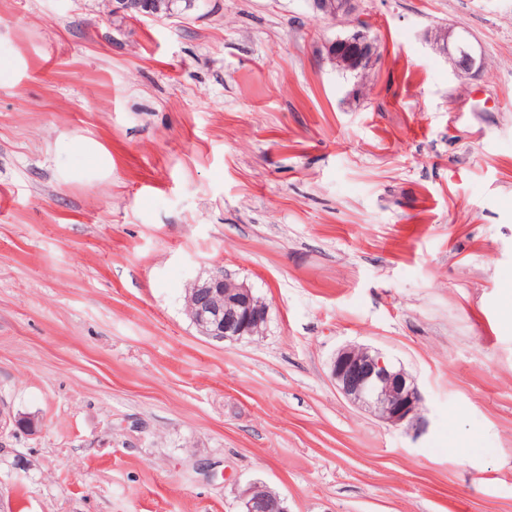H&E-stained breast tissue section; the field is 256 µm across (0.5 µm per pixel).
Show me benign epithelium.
I'll list each match as a JSON object with an SVG mask.
<instances>
[{
	"mask_svg": "<svg viewBox=\"0 0 512 512\" xmlns=\"http://www.w3.org/2000/svg\"><path fill=\"white\" fill-rule=\"evenodd\" d=\"M196 0H107L112 12L155 21L180 18ZM312 11L332 19L347 31L324 42L327 59L341 73L355 72L363 82L379 58V47L363 26L360 0H307ZM426 41L459 77L483 68L484 59L467 32L436 26ZM270 307L245 283L224 269L197 278L188 290V314L198 332L220 342L254 340L264 335ZM330 374L340 393L353 405L392 426L421 419L423 397L404 365L377 349L350 345L337 351ZM239 512H288L284 500L261 482H253L240 496Z\"/></svg>",
	"mask_w": 512,
	"mask_h": 512,
	"instance_id": "1",
	"label": "benign epithelium"
}]
</instances>
